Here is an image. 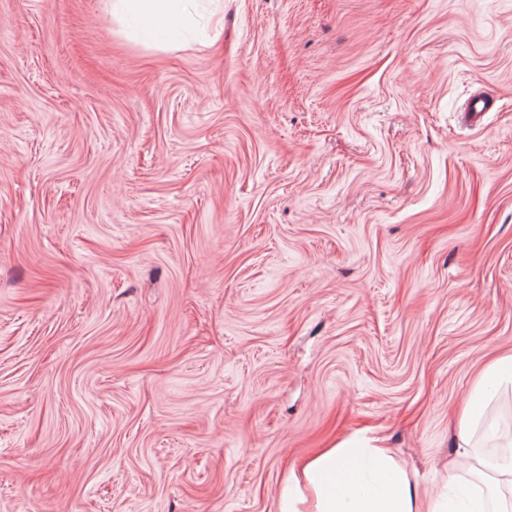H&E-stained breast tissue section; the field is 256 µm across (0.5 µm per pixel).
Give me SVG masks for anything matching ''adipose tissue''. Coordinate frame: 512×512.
Instances as JSON below:
<instances>
[{
    "instance_id": "obj_1",
    "label": "adipose tissue",
    "mask_w": 512,
    "mask_h": 512,
    "mask_svg": "<svg viewBox=\"0 0 512 512\" xmlns=\"http://www.w3.org/2000/svg\"><path fill=\"white\" fill-rule=\"evenodd\" d=\"M187 0H113L130 35L150 44L176 42L173 20L186 14ZM278 512H424L407 473L381 442L348 440L324 449L291 470Z\"/></svg>"
}]
</instances>
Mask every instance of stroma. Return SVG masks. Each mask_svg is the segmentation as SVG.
<instances>
[{
	"instance_id": "35a3bbf8",
	"label": "stroma",
	"mask_w": 512,
	"mask_h": 512,
	"mask_svg": "<svg viewBox=\"0 0 512 512\" xmlns=\"http://www.w3.org/2000/svg\"><path fill=\"white\" fill-rule=\"evenodd\" d=\"M188 16L0 0V512H277L348 437L485 491L450 420L512 354V0ZM189 0H113L112 11L123 17L130 35L150 44L166 38L173 44L178 33L171 23L186 15Z\"/></svg>"
}]
</instances>
